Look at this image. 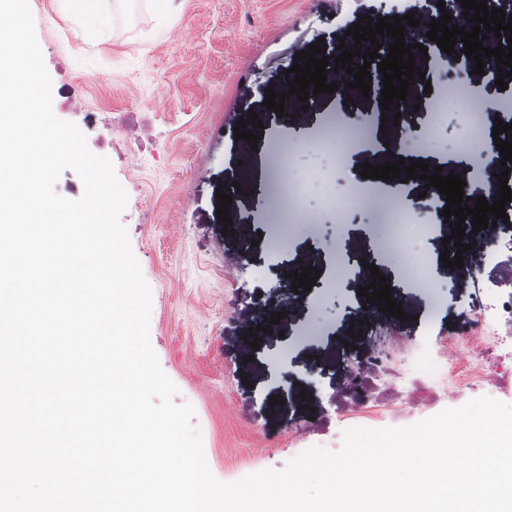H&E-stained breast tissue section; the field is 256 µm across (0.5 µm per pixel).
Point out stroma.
<instances>
[{
	"mask_svg": "<svg viewBox=\"0 0 512 512\" xmlns=\"http://www.w3.org/2000/svg\"><path fill=\"white\" fill-rule=\"evenodd\" d=\"M29 2L56 115L77 125L87 110L102 118L86 141L110 160L128 195L121 221L152 292L151 345L179 389L177 402L206 423V462L225 482L283 468L300 454L289 437L313 424L321 427L322 448H341L345 429L327 411L351 408L345 363L376 343L362 314L370 299L358 294L371 267L402 305L401 333L419 342L466 335L475 288L506 276L507 266L488 261L495 237L486 232L472 240L463 267L443 263L451 228L442 216L446 201L430 195L428 182L361 176L362 164L386 165L394 153L433 167L461 146L462 117L441 121L433 105L449 84L466 83L481 95L493 83L441 50L424 62L430 92L407 106L402 130L386 129L389 151L353 143L340 162L295 155L296 165L320 168L338 200L359 188L371 204L340 220L312 195L291 227L270 218L277 180L270 153L298 137L318 140L339 117L369 126L380 106L358 89L351 107L339 93L324 92L305 103L292 99L280 116L263 104L267 89L288 91L285 72L312 43L325 52L353 46L347 31L360 17L410 16L421 0H186L182 12L165 16L152 0H98L112 19L102 34L85 31L65 0ZM251 113L263 126L256 151L244 158L234 129ZM427 127L437 136L430 147L420 143ZM237 183L251 193H233ZM223 193L233 196L229 234L216 213ZM377 198L397 200L411 215L402 245L418 277L405 276L384 248ZM301 264L319 270V285L290 303L276 286ZM275 313L277 328L251 347L246 334ZM355 321L361 332H352ZM277 395L282 403L270 405Z\"/></svg>",
	"mask_w": 512,
	"mask_h": 512,
	"instance_id": "obj_1",
	"label": "stroma"
}]
</instances>
